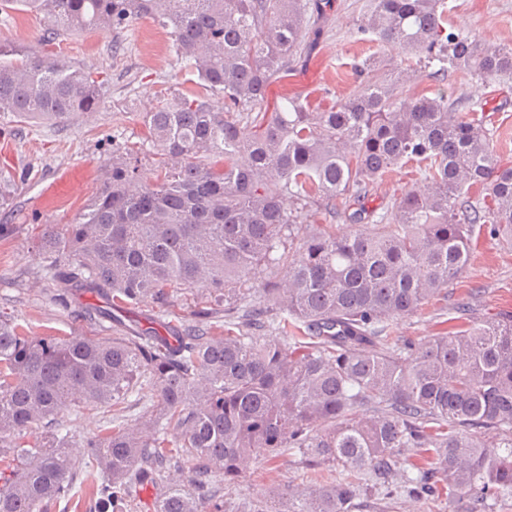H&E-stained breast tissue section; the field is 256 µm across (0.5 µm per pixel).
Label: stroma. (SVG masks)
Here are the masks:
<instances>
[{"mask_svg": "<svg viewBox=\"0 0 512 512\" xmlns=\"http://www.w3.org/2000/svg\"><path fill=\"white\" fill-rule=\"evenodd\" d=\"M368 0H334L335 23L316 55L298 64L268 90L269 103L293 92L311 100L343 96L355 86L352 67L362 57L382 52L388 65L399 64L396 51L357 40L351 28ZM449 20L465 25L482 39L512 43V0H447ZM46 26L42 16L14 11L0 21V45L27 48L35 45ZM168 31L141 18L122 30L93 29L67 37L51 50L68 63L94 73L105 90L94 113L62 125L22 119L0 112V182L16 183L0 203V314L20 324L32 336L109 337L108 322L90 323L71 309L55 303L50 286L39 279L41 264L32 242L44 225L75 223L98 196L103 172L112 166V146L140 145L145 135L143 116L166 94L196 91L195 76L176 71L169 53ZM122 45L113 54V45ZM453 95L487 100V126L496 131L498 155L512 162V77L482 86L469 74L456 72L448 79ZM469 297L468 320L482 322L512 312V246L498 239L480 238L460 278L450 283L447 296L436 297L420 313L403 319L396 335L424 342L443 332L455 315L454 307ZM139 401H128L117 411L125 426L137 428L143 405L154 399L150 385H141ZM111 406L64 413L74 445L96 434L111 418ZM311 478L293 458L252 461L234 481H217V494L235 504L261 498L272 485H301ZM468 499L424 503L407 496L371 497L362 512H468Z\"/></svg>", "mask_w": 512, "mask_h": 512, "instance_id": "35a3bbf8", "label": "stroma"}]
</instances>
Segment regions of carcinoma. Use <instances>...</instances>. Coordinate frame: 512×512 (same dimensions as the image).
I'll return each mask as SVG.
<instances>
[{
  "label": "carcinoma",
  "mask_w": 512,
  "mask_h": 512,
  "mask_svg": "<svg viewBox=\"0 0 512 512\" xmlns=\"http://www.w3.org/2000/svg\"><path fill=\"white\" fill-rule=\"evenodd\" d=\"M20 7L52 22L42 45L149 17L198 90L144 116L164 174L143 181L145 149L126 147L79 221L42 233L55 301L104 300L80 313L113 321L112 340L32 337L0 318V512L76 496L84 512H131L143 489L155 490L148 512H355L370 475L424 501L464 493L478 512L512 499V313L422 345L392 336L458 279L481 236L512 244V166L477 113L486 103L443 89L460 70L512 75V44L448 26L445 0H368L354 34L397 50V76L379 79L385 60L370 55L349 95L271 109L270 84L311 56L333 0H0V14ZM425 79L438 89L399 90ZM102 102L90 71L0 47V112L64 123ZM406 166L415 186L368 206ZM311 213L324 223L306 225ZM187 288L209 307L183 329L163 335L157 315L122 324ZM144 379L155 401L139 429L113 414L78 462L59 414L116 406ZM39 425L41 442H17ZM401 451L413 463L398 475ZM284 454L339 474L237 508L215 498L213 477Z\"/></svg>",
  "instance_id": "cac0c4a2"
}]
</instances>
